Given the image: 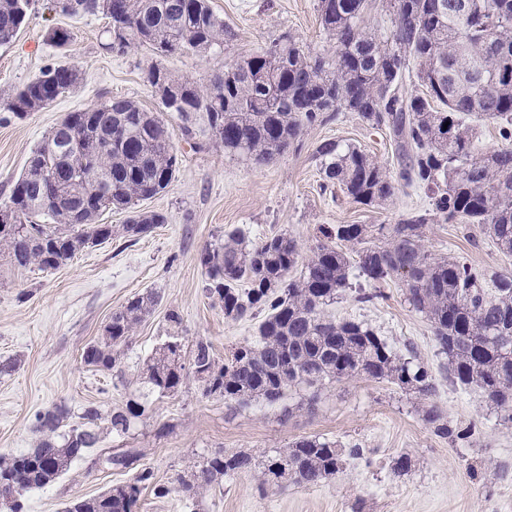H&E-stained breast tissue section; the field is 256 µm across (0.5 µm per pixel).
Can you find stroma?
I'll return each mask as SVG.
<instances>
[{
    "label": "stroma",
    "instance_id": "obj_1",
    "mask_svg": "<svg viewBox=\"0 0 512 512\" xmlns=\"http://www.w3.org/2000/svg\"><path fill=\"white\" fill-rule=\"evenodd\" d=\"M210 5L232 40L204 56L164 61L199 84L284 35L306 48L333 51L320 25L318 0H210ZM107 26L104 15L68 16L52 0H35L16 37L0 46V207L8 203L31 153L65 113L118 97L159 113L172 134L180 169L166 192L140 204L166 215V223L133 246L108 240L51 272L18 269L0 255V363L15 365L11 374L0 376V455L5 457L33 448L39 438L34 417L40 411L64 406L69 424L76 426L87 403L106 414L123 407L138 385L144 359L174 329L169 313L180 316L176 329L186 344L207 340L220 361L254 339L257 320L225 319L204 291L198 255L225 231L241 227L254 240L284 233L297 240L307 258L321 239L320 225L395 224L429 207L418 187L399 188L378 208L351 202L340 188L324 187L317 149L327 141L358 146L390 172L399 170L388 131L370 128L350 112L306 128L283 154L261 166L216 147L205 118H198L192 137H185L144 78L155 60L152 52L137 45L122 53L105 50ZM52 28L70 31L67 46L47 42ZM60 64L81 73L73 91L24 117L10 112L18 88ZM424 245L432 255L459 257L480 272H512V254L499 251L490 238L468 239L461 224L427 225ZM151 288L160 302L133 333L124 377L86 366L82 351L100 338L112 312ZM383 291L384 300L362 304L355 290H346L327 313L368 324L395 350L414 344L437 385V404L462 430V439L451 443L435 435L422 419L418 396L385 381L299 386L274 404L237 405L203 397L191 377L176 394H153L127 434L102 437V447L138 449L136 467L151 468L156 481L171 488L164 498L143 490L139 512H512V427L500 424L479 389L448 381L430 322L408 308L398 284ZM303 436L324 437L345 448L341 473L317 486L291 484L264 493L256 473L241 472L213 483L190 509L173 490L178 477L190 475L213 452L242 451L262 460ZM403 453L414 466L399 476L394 464ZM131 475L128 469L90 472L77 463L60 479L29 492L25 512H65L74 498L97 495Z\"/></svg>",
    "mask_w": 512,
    "mask_h": 512
}]
</instances>
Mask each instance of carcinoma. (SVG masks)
<instances>
[{"label":"carcinoma","mask_w":512,"mask_h":512,"mask_svg":"<svg viewBox=\"0 0 512 512\" xmlns=\"http://www.w3.org/2000/svg\"><path fill=\"white\" fill-rule=\"evenodd\" d=\"M32 2L0 0V45L16 36ZM446 2L448 10L439 12L435 0H387L391 29L382 32L367 21L372 0H318L332 55L288 37L265 53L224 65L204 89L160 63L147 68L146 82L168 88L179 103L162 106L177 112L185 134H191L194 113L204 112L214 142L256 165L273 161L315 123L354 112L372 128L390 131L400 170L393 176L359 147L328 142L319 150L326 183L368 207L384 205L401 185L423 188L430 198V209L397 224L322 228L324 241L302 264L297 241L285 234L254 241L234 229L203 248L198 261L209 298L232 321L263 315L257 339L221 364L211 343L200 339L187 352L182 337L170 336L144 361L150 390L177 393L187 355L202 396L238 405L276 402L300 385L388 380L424 399L423 420L454 442L460 432L433 401L434 379L413 345L398 355L369 326L326 315L357 277L360 303L384 299L381 286L398 282L404 302L430 321L448 358V380L478 388L501 424L512 425V273L480 274L455 257L431 256L423 244L429 224H466L471 238L484 235L512 254V0ZM56 8L66 15L104 14L110 24L104 48L113 52L146 45L159 57L205 53L231 38L209 0H56ZM128 23L135 26L129 39L116 41L115 28ZM410 70L419 92L404 88ZM53 71L52 81L42 79L44 70L25 84L8 109L17 115L38 111L79 80L73 66ZM70 118L73 125L53 128L32 153L10 197L16 223L0 226V253L17 268L58 269L90 245L114 235L132 244L165 223L158 212L136 209L175 178L177 151L159 117L122 98ZM475 119L496 122L502 145L480 149ZM73 129L79 142L72 146ZM44 170L59 176L49 197L41 184ZM107 209H131L133 215L117 227L96 223ZM44 215L53 223H38ZM299 264V275H292ZM158 300L148 290L113 311L101 338L85 347L84 362L123 377V348ZM143 413L135 399L106 417L89 404L82 413L88 427L64 433V408L38 415L43 437L34 447L0 457V484L15 489L11 512H23L27 491L55 482L77 461L90 470L130 467L138 452L99 447L101 433L93 426L105 420L107 430L121 436ZM342 455L336 442L316 436L301 437L261 463L245 452L218 451L189 477H179L176 491L193 501L216 480L251 470L259 472L263 492L288 482L316 486L340 472ZM149 487L159 498L171 493L142 468L122 484L72 500L65 512H137Z\"/></svg>","instance_id":"carcinoma-1"}]
</instances>
